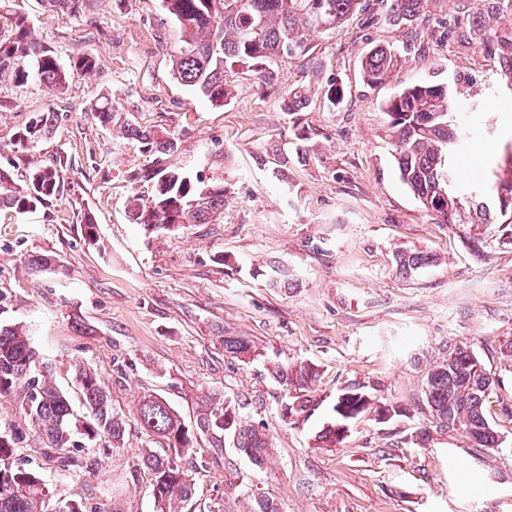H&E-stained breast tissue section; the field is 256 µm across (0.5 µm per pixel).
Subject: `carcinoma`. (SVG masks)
Listing matches in <instances>:
<instances>
[{"label":"carcinoma","instance_id":"obj_1","mask_svg":"<svg viewBox=\"0 0 512 512\" xmlns=\"http://www.w3.org/2000/svg\"><path fill=\"white\" fill-rule=\"evenodd\" d=\"M11 0H0L5 22L0 24V82L17 87L31 76L51 91H60L73 74L89 75L96 61L79 55L63 68L55 50L40 41L29 19L9 9ZM55 9L79 12L92 0H48ZM431 0H386L385 19L394 25H410L427 11ZM486 10L468 29L455 32V38H470L491 45L498 53L500 69L512 90V34L499 36L488 28L489 14H512V0H485ZM166 13L181 32V46L172 59V73L182 84L199 91L211 104L222 107L231 90L224 85V72L247 66L262 80L275 79L274 62L295 53L308 57V79L288 88L283 98L289 112H300L311 102L314 84L322 76V64L309 53L308 32L334 31L357 20L373 26L380 20L373 14L370 0H162ZM401 61L390 47L376 46L362 60L363 81L368 87L385 81ZM388 117V136L401 182L439 224L497 223V216L512 219V197L500 200L484 194L489 183L478 179L460 181L457 159L465 133L455 112L448 84L424 80L406 86L382 103ZM87 115L104 124L119 126V133L139 141L145 151L161 159L177 149L176 139L155 127L116 117L108 99L98 100ZM57 115L40 112L16 133V144L24 148L54 131ZM64 166L60 162L33 168L26 187H17L9 170L0 167V211L16 214L31 212L58 196ZM135 179L153 183L147 198L137 192L129 198L127 217L131 224L152 225L168 230L181 224H210L224 214V186L193 181L176 169L159 167L145 170ZM394 259L403 273L428 265L436 258L422 251L400 248ZM273 288H286L290 274L274 266L267 274ZM224 354L241 362L259 356L254 341L224 334ZM35 351L26 331L17 324L0 323V393L22 388L20 410L43 443V455L57 459L60 448H82L89 455L117 452L125 447L127 420L112 408L110 392L90 368L75 370L74 385L83 413L73 406L68 392L57 386L51 374L25 373L26 361H34ZM272 377L285 391L309 390L318 373L306 362L277 364ZM495 380L479 358L467 348H458L427 375L425 399L433 422L439 428L463 431L482 448L499 449L500 431L487 417L485 390ZM311 400L304 395L290 397L284 415L291 417L309 410ZM390 411L401 416L398 407L372 396L364 387L350 384L339 390L333 407L334 417L315 435L321 447L335 448L343 436L336 424L352 422L366 413L381 416ZM138 421L157 448H143L135 464L136 476L146 480L154 512H189L194 483L182 466V459L194 451L195 435L181 422L175 409L153 394L142 396ZM198 429L203 434L232 438L233 445L248 454L261 468L274 458V448L265 427L249 423L232 400L205 399V413ZM17 433L0 431V512H51L52 492L34 468L13 461Z\"/></svg>","mask_w":512,"mask_h":512}]
</instances>
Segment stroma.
Here are the masks:
<instances>
[{
	"mask_svg": "<svg viewBox=\"0 0 512 512\" xmlns=\"http://www.w3.org/2000/svg\"><path fill=\"white\" fill-rule=\"evenodd\" d=\"M61 65L87 54L88 76L48 91L38 80L0 83V166L16 186L31 170L60 159L61 193L25 214L0 212V319L26 329L40 366L70 389L74 371L95 370L112 405L129 421L126 448L97 456L91 467L44 460L16 395H0V425L14 426L15 463H32L56 499L81 497L89 512H153L133 474L153 442L135 419L140 397L165 398L188 428L211 394L242 405L263 425L274 460L255 467L231 439L199 436L183 464L195 480V512H251L254 494L279 512H512V452L476 447L453 429H431L425 444L411 434L429 427L424 389L429 370L450 352L469 348L496 379L488 417L512 440V369L501 346L512 339V240L500 225L483 229L485 248L467 245L469 226L434 223L400 181L381 101L430 77L441 65L459 112L472 130L459 173L496 170L512 158V97L501 91L497 54L474 42L441 41L447 24L467 27L481 0H433L408 41L404 28L350 23L313 32L308 44L344 99L330 108L324 89L300 112L285 111L289 86L305 77V59L279 60L265 84L248 68L226 72L232 90L221 108L180 84L170 58L180 43L161 0H93L79 13L46 0H13ZM406 48L399 70L382 85H363L361 60L376 44ZM107 96L115 113L174 134L165 165L224 187L218 224H184L146 232L129 223L126 201L146 195L136 171L154 166L141 144L87 116ZM40 112L58 115L47 139L18 148L16 132ZM92 212L96 241L80 217ZM406 247L435 262L403 274L393 253ZM45 255L55 266L33 270ZM293 276L270 287V263ZM262 350L243 363L225 356L224 333ZM304 361L318 372L307 413L283 418L275 363ZM365 385L405 414L381 423L366 414L341 445L318 448L314 435L333 415L340 388Z\"/></svg>",
	"mask_w": 512,
	"mask_h": 512,
	"instance_id": "35a3bbf8",
	"label": "stroma"
}]
</instances>
